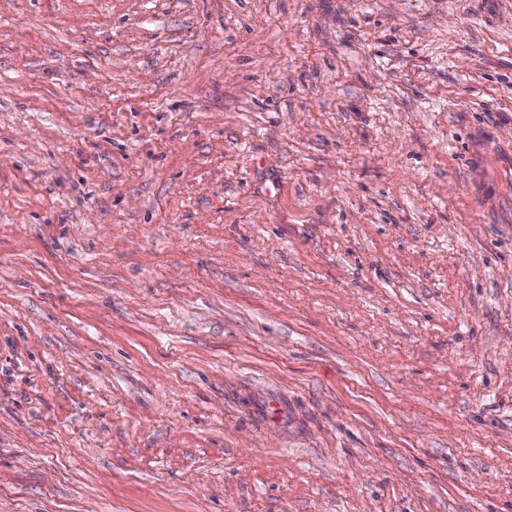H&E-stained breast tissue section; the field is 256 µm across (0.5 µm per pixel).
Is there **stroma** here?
<instances>
[{
    "mask_svg": "<svg viewBox=\"0 0 512 512\" xmlns=\"http://www.w3.org/2000/svg\"><path fill=\"white\" fill-rule=\"evenodd\" d=\"M0 512H512V0H0Z\"/></svg>",
    "mask_w": 512,
    "mask_h": 512,
    "instance_id": "obj_1",
    "label": "stroma"
}]
</instances>
